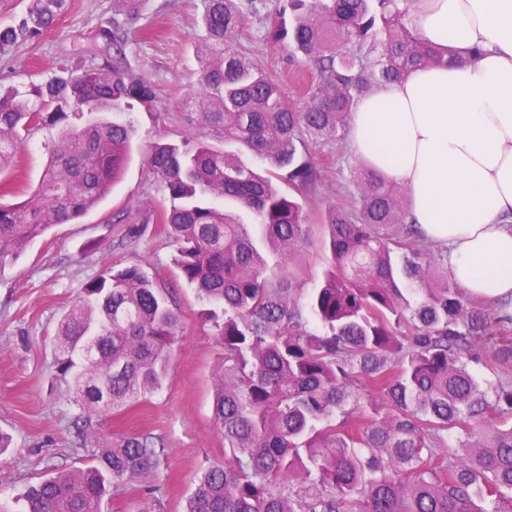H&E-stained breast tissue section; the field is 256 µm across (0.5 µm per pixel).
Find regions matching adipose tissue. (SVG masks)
<instances>
[{
  "label": "adipose tissue",
  "instance_id": "obj_1",
  "mask_svg": "<svg viewBox=\"0 0 512 512\" xmlns=\"http://www.w3.org/2000/svg\"><path fill=\"white\" fill-rule=\"evenodd\" d=\"M411 15L427 45L483 52L373 89L349 117L350 148L406 188L467 296H512V0H412Z\"/></svg>",
  "mask_w": 512,
  "mask_h": 512
}]
</instances>
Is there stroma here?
<instances>
[{
	"label": "stroma",
	"instance_id": "obj_1",
	"mask_svg": "<svg viewBox=\"0 0 512 512\" xmlns=\"http://www.w3.org/2000/svg\"><path fill=\"white\" fill-rule=\"evenodd\" d=\"M246 24L240 49L281 81L288 105L302 108L309 97L312 69L305 59H290L264 34L278 0H238ZM205 0H67L54 27L41 37L18 43L0 58V84L22 88L41 83L60 68L81 62L94 49L102 19H117L128 43L127 70L156 87L152 109L137 106L136 151L111 195L79 221L58 224L35 239L18 260L0 268V432L11 440L0 453V499L16 500L57 472L84 466L91 453L77 435L82 411L53 372L60 320L83 284L97 277L105 262L134 265L166 288L181 318L162 389L118 414L91 417L87 432L111 437L151 435L161 446L151 470L116 494L106 496L102 512H140L153 499L157 512H184L202 470L224 461V434L213 420V373L224 358L206 305L181 278L175 246L157 217L160 195L146 157L159 141H181L176 120L198 71L197 49L207 39L202 22ZM173 113L164 122L158 115ZM321 180L303 198L309 226L291 265L276 247L263 248L274 273L288 271L299 303H307L331 265L326 218L335 207L356 209L359 196L348 147L324 142L312 149ZM141 235L127 239L129 225Z\"/></svg>",
	"mask_w": 512,
	"mask_h": 512
}]
</instances>
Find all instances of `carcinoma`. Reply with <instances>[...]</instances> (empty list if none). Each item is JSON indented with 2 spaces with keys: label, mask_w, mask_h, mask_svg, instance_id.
Returning <instances> with one entry per match:
<instances>
[{
  "label": "carcinoma",
  "mask_w": 512,
  "mask_h": 512,
  "mask_svg": "<svg viewBox=\"0 0 512 512\" xmlns=\"http://www.w3.org/2000/svg\"><path fill=\"white\" fill-rule=\"evenodd\" d=\"M65 0H29L17 27L0 28V57L48 31ZM191 111L180 144L158 142L147 164L162 195L159 223L176 264L211 314L224 359L212 412L224 433L225 464L196 480L186 512H512V376L494 398L473 364L512 360V343L483 342L512 314L477 307L448 280V260L408 221L396 188L356 162L359 206L332 208L331 268L307 330L287 277L269 280L256 241L224 212H250L285 259L307 235L297 197L320 171L303 136L334 141L359 98L418 66L463 58L424 43L409 0H280L265 39L311 63V103L286 105L275 77L235 48L244 25L236 0H206ZM99 50L22 92L0 86V168L17 164L23 136L49 132L46 165L20 202L0 189V268L54 225L72 223L105 200L129 164L136 134L129 110L152 107V83L123 63L120 23L101 22ZM230 144L267 166L258 174ZM283 182L288 190L274 185ZM399 225L408 254L395 258L385 231ZM178 311L135 266H105L62 317L56 377L83 413H118L160 390ZM381 396L371 414L361 394ZM460 432V451L445 433ZM91 463L31 487L24 512H101L154 463L156 442L137 435L90 437ZM301 474V490L287 480Z\"/></svg>",
  "instance_id": "carcinoma-1"
}]
</instances>
